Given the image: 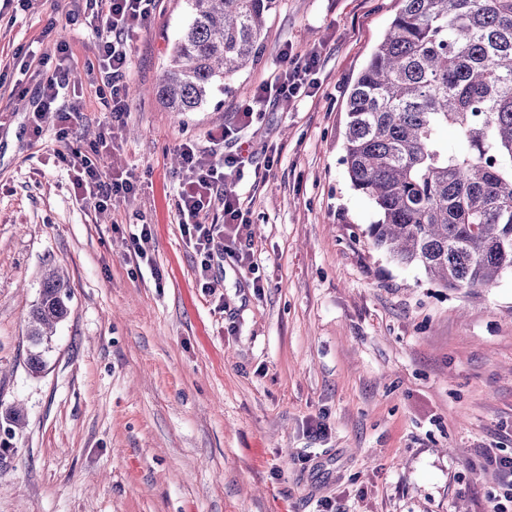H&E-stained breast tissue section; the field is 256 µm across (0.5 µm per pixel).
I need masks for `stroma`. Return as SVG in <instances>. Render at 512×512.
Returning a JSON list of instances; mask_svg holds the SVG:
<instances>
[{
  "label": "stroma",
  "instance_id": "1",
  "mask_svg": "<svg viewBox=\"0 0 512 512\" xmlns=\"http://www.w3.org/2000/svg\"><path fill=\"white\" fill-rule=\"evenodd\" d=\"M398 0H281L255 64L174 114L148 89L186 26L189 0H159L132 38L127 110L104 112L88 68L83 0L0 9V412L25 422L0 448V512H494L487 456L512 455V275L472 292L439 287L374 249L376 219L343 162L346 101ZM70 45L66 142L32 133L33 96ZM322 53L313 96L266 110L242 138L266 177L246 174L252 267L215 261L220 288L178 222L186 142L273 77L278 50ZM115 138L107 162L136 191L99 215L76 200L57 156ZM152 225L149 262L129 257ZM69 276L68 314L26 365L28 313L45 273ZM322 425L314 433L313 425Z\"/></svg>",
  "mask_w": 512,
  "mask_h": 512
}]
</instances>
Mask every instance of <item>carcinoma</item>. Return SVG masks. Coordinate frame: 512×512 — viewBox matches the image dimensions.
I'll return each mask as SVG.
<instances>
[{
  "mask_svg": "<svg viewBox=\"0 0 512 512\" xmlns=\"http://www.w3.org/2000/svg\"><path fill=\"white\" fill-rule=\"evenodd\" d=\"M279 0H190L155 95L177 114L253 65ZM343 162L378 219L374 248L440 287L512 275V0H399L347 98ZM455 130L454 148L441 131ZM69 282L46 274L27 322L39 373L68 314Z\"/></svg>",
  "mask_w": 512,
  "mask_h": 512,
  "instance_id": "obj_1",
  "label": "carcinoma"
}]
</instances>
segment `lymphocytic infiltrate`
Returning <instances> with one entry per match:
<instances>
[{"mask_svg": "<svg viewBox=\"0 0 512 512\" xmlns=\"http://www.w3.org/2000/svg\"><path fill=\"white\" fill-rule=\"evenodd\" d=\"M156 0H106L105 8H98L97 0H88L94 7V28L98 34L96 52L90 60V69L101 75L96 93L106 111L121 115L126 110L124 80L130 69L129 41L148 28L154 19ZM279 56L283 68L271 80L259 83L250 102L233 113L231 120L212 129L209 134L210 151L198 150L194 144L181 146V157L186 175L180 184L177 204L183 232L200 258L199 282L203 288L214 286L211 275L215 257L230 253L241 264L252 261L249 249L239 247L240 230L249 223L248 210L241 200L236 185L244 170L252 163L240 150L244 134L259 121L261 106H274L279 101H297L311 96L317 82L315 75L320 62L319 51L305 55L293 54L291 44H283ZM100 148L85 154L72 150L69 162L75 176V194L105 213L109 205L132 196L135 181L131 173L116 166L102 165ZM221 208L224 221L209 223V212Z\"/></svg>", "mask_w": 512, "mask_h": 512, "instance_id": "1", "label": "lymphocytic infiltrate"}]
</instances>
